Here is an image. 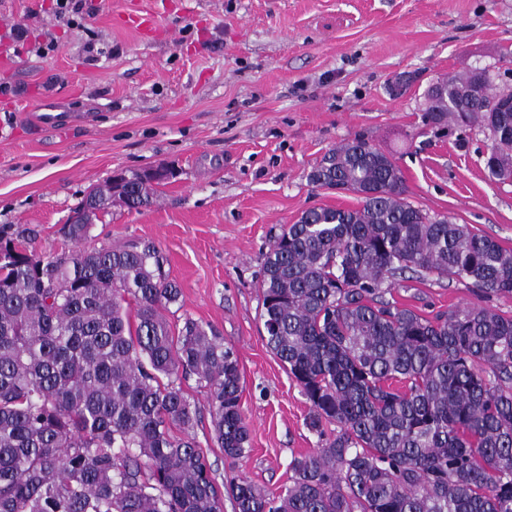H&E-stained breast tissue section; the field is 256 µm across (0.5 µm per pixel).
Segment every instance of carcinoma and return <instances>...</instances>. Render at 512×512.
<instances>
[{
	"label": "carcinoma",
	"mask_w": 512,
	"mask_h": 512,
	"mask_svg": "<svg viewBox=\"0 0 512 512\" xmlns=\"http://www.w3.org/2000/svg\"><path fill=\"white\" fill-rule=\"evenodd\" d=\"M469 75L435 81L444 95L423 124L463 106L467 125L495 131L489 176L509 177L512 112L483 111L490 88L463 99ZM309 181L359 205L282 227L258 288L266 346L323 441L278 493L227 483L235 512H512V317L483 304L512 298V250L408 201L399 166L362 138ZM114 191L140 208L155 186L137 175L87 196ZM63 232L78 245L88 225ZM164 264L151 242L43 256L0 239V512H223L180 380L208 388L213 440L236 464L251 451L239 363L207 324L172 331L163 311L181 292ZM410 274L464 282L478 301L426 317L384 298Z\"/></svg>",
	"instance_id": "1"
}]
</instances>
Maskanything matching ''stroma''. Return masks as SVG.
<instances>
[{
	"mask_svg": "<svg viewBox=\"0 0 512 512\" xmlns=\"http://www.w3.org/2000/svg\"><path fill=\"white\" fill-rule=\"evenodd\" d=\"M86 28L56 21L53 0H0V42L25 23L47 55L0 61V235L41 255L85 194L117 173L170 168L147 208L113 206L83 248L153 241L182 291L167 318L211 325L234 348L252 451L229 465L211 434L207 391L192 435L217 485L241 475L270 492L320 438L310 406L266 346L257 288L271 236L311 207L354 195L308 175L330 148L362 137L399 165L408 199L512 248V182L489 178V130L421 122L438 76L512 59V0H94ZM153 13L139 34L125 14ZM108 44V54L88 49ZM409 74L401 95L390 83ZM62 115L58 126L37 116ZM390 300L429 316L474 301L445 278L400 282Z\"/></svg>",
	"mask_w": 512,
	"mask_h": 512,
	"instance_id": "1",
	"label": "stroma"
}]
</instances>
